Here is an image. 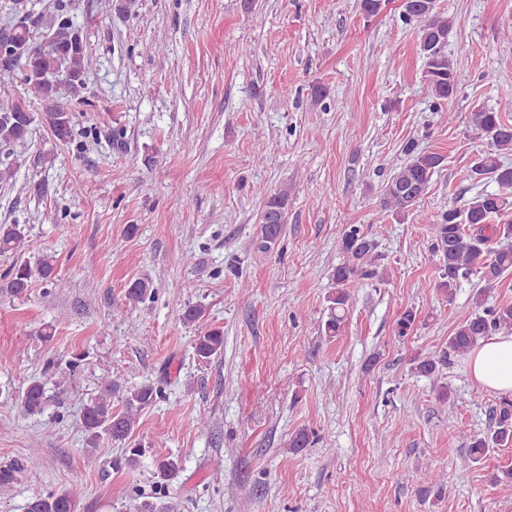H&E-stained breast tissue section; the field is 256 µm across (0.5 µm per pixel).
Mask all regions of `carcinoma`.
I'll use <instances>...</instances> for the list:
<instances>
[{"label":"carcinoma","instance_id":"obj_1","mask_svg":"<svg viewBox=\"0 0 512 512\" xmlns=\"http://www.w3.org/2000/svg\"><path fill=\"white\" fill-rule=\"evenodd\" d=\"M402 18L418 26L417 54L423 61V81L434 106L448 103L457 93V68L448 55V37L454 21L438 11L437 0H404ZM50 45H38L31 31L29 18L0 27V87L16 83L27 85L42 103L40 117L27 111L22 102L0 100V145H15L27 140L32 124L39 119L52 136L67 144L73 136V117L63 100H82L85 89L86 47L77 46L79 31L68 5L60 3L46 26ZM62 72L68 75L65 88L60 90L51 79ZM470 126L484 137L489 148L466 170L467 179H489L497 185L493 192L482 191L463 208L444 210L432 225V251L439 260L437 288L453 302L461 281L479 274L486 287L473 293L470 312L457 313V325L448 336V346L431 356L413 359L412 371L420 377L435 379L447 367L450 357L464 355L479 342L494 334H512V304L486 305V289L512 274V165L500 160L512 153V123L501 114L483 106L470 115ZM405 162L393 169L384 183L379 205L382 211L399 219L409 214L425 195L430 180L444 162L438 153L415 152L414 146L404 147ZM263 199L261 212V248L273 249L287 224L288 192H258ZM498 246L490 248L491 237ZM26 235L18 224H0V254L15 256L6 273L0 277V295L19 297L30 288L34 279L55 280V259L45 254L36 263L23 259ZM343 263L333 274L334 288L326 297L327 318L321 324L324 335L333 338L342 332L349 311V288L368 280L383 281L386 268L376 252V242L358 224L345 227L340 238ZM154 283L149 278L128 284L125 297L140 303L153 296ZM197 360L209 363L224 355V331L210 329L197 336L194 344ZM122 403L113 407L112 399ZM164 398L161 387L143 383L127 387L112 378L101 381L99 394L86 404L82 427L86 449L95 450L103 442L121 446L123 456L113 461V467L134 469L145 454V448L135 438L139 414ZM21 409L28 415H41L46 407L45 386L32 381L17 394ZM491 428L485 433L457 429L466 440L469 459L477 463L491 448L512 446V398L502 396L492 409ZM313 443V432L302 428L288 438L289 452L296 453ZM38 465V458L29 455L8 466L0 467V485L16 480L17 474ZM159 477L168 481L180 472L179 459L168 456L156 459ZM76 500L72 489L65 488L39 495L27 506V512H75Z\"/></svg>","mask_w":512,"mask_h":512}]
</instances>
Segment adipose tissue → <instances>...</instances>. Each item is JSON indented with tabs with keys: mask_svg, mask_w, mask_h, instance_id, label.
Segmentation results:
<instances>
[{
	"mask_svg": "<svg viewBox=\"0 0 512 512\" xmlns=\"http://www.w3.org/2000/svg\"><path fill=\"white\" fill-rule=\"evenodd\" d=\"M467 371L482 388L512 395V335L482 340L468 355Z\"/></svg>",
	"mask_w": 512,
	"mask_h": 512,
	"instance_id": "ef3b65f1",
	"label": "adipose tissue"
}]
</instances>
